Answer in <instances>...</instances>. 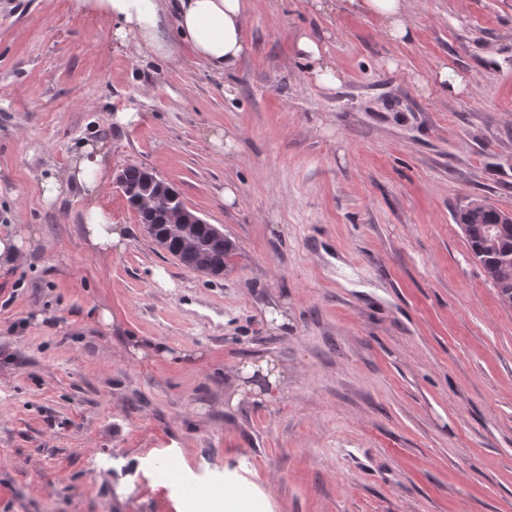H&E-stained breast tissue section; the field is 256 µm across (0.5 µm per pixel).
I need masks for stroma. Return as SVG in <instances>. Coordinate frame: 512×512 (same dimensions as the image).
I'll return each instance as SVG.
<instances>
[{
    "mask_svg": "<svg viewBox=\"0 0 512 512\" xmlns=\"http://www.w3.org/2000/svg\"><path fill=\"white\" fill-rule=\"evenodd\" d=\"M411 11L401 44L368 15L251 0V52L218 76L180 42L130 56L71 0H0V234H33L0 265V512H207L228 492L248 512H512V307L454 220L475 198L512 210V0ZM304 30L338 88L304 79ZM443 64L468 94L417 84ZM87 142L218 226L223 276L153 243L116 185L98 203L127 242L106 259L79 187L44 205ZM262 358L287 389L232 402L228 374Z\"/></svg>",
    "mask_w": 512,
    "mask_h": 512,
    "instance_id": "obj_1",
    "label": "stroma"
}]
</instances>
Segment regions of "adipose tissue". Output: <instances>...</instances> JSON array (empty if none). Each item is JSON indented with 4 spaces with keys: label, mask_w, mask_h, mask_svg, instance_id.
I'll return each mask as SVG.
<instances>
[{
    "label": "adipose tissue",
    "mask_w": 512,
    "mask_h": 512,
    "mask_svg": "<svg viewBox=\"0 0 512 512\" xmlns=\"http://www.w3.org/2000/svg\"><path fill=\"white\" fill-rule=\"evenodd\" d=\"M316 11L327 17L343 12L375 16L383 36L408 42L413 24L408 0H312ZM79 13L105 14L112 19V37L118 46L135 53L169 56L171 42L167 27H174L192 57L216 74L234 72L248 54V0H73ZM299 59L306 66L305 77L323 90H332L343 79L325 48L309 34L296 41ZM111 180L110 164L103 152L84 145L63 172H49L42 180L44 203L54 202L70 186H79L87 200L85 235L99 254L122 250L125 228L113 223L98 198Z\"/></svg>",
    "instance_id": "adipose-tissue-1"
}]
</instances>
